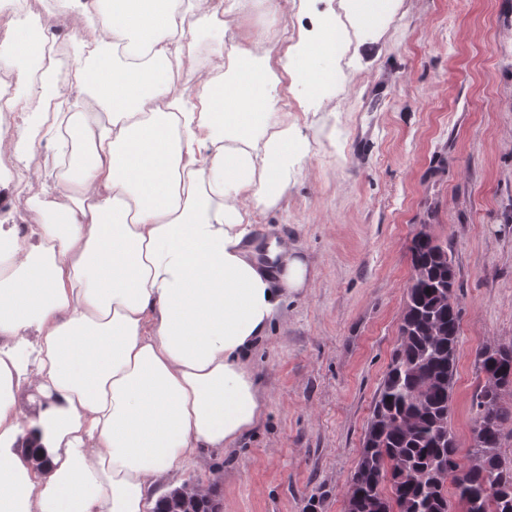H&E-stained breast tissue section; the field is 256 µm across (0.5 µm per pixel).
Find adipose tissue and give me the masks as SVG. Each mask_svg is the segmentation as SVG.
<instances>
[{
    "label": "adipose tissue",
    "mask_w": 512,
    "mask_h": 512,
    "mask_svg": "<svg viewBox=\"0 0 512 512\" xmlns=\"http://www.w3.org/2000/svg\"><path fill=\"white\" fill-rule=\"evenodd\" d=\"M253 0H217L196 28L229 76L181 84L184 20L197 0H93L112 31L74 58L109 124L73 109L61 203L36 200L28 235L0 238V512H154L149 490L203 450L233 446L264 401L248 359L289 294L310 288L306 256L251 242L304 152L285 94L339 62L331 25L271 43L247 25ZM235 40H227V32ZM45 44L18 27L0 47L20 73L17 104L52 99L36 73ZM36 399L19 398L25 387Z\"/></svg>",
    "instance_id": "adipose-tissue-1"
}]
</instances>
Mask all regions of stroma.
Masks as SVG:
<instances>
[{
	"mask_svg": "<svg viewBox=\"0 0 512 512\" xmlns=\"http://www.w3.org/2000/svg\"><path fill=\"white\" fill-rule=\"evenodd\" d=\"M44 30L73 54L88 30L58 12ZM343 0H308L304 15L256 8L255 26L335 19ZM350 70L308 113L291 107L307 154L288 159L284 201L260 221L307 255L313 284L289 297L250 366L265 400L233 447L153 484L200 479L222 512H345L378 387L414 274L420 229L456 264L460 349L449 424L472 445L477 352L512 342V0H395L382 26L343 43ZM22 183L0 162V233L32 219Z\"/></svg>",
	"mask_w": 512,
	"mask_h": 512,
	"instance_id": "obj_1",
	"label": "stroma"
}]
</instances>
